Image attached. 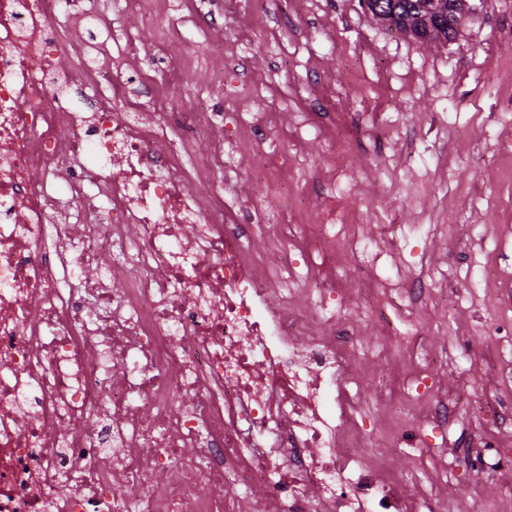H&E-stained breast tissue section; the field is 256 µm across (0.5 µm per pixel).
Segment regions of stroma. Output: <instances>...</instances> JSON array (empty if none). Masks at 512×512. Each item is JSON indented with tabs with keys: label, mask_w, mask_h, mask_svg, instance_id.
<instances>
[{
	"label": "stroma",
	"mask_w": 512,
	"mask_h": 512,
	"mask_svg": "<svg viewBox=\"0 0 512 512\" xmlns=\"http://www.w3.org/2000/svg\"><path fill=\"white\" fill-rule=\"evenodd\" d=\"M450 41L425 43L388 30L359 0H167L181 55L147 70L131 95L151 106L153 93L170 106L205 105L224 123L196 138L187 164L224 143V200L238 206L254 192L253 112H273L278 125L263 149L290 166L294 185L279 205L278 223L313 225L321 204L344 199L358 210L356 225L336 234L371 240L370 258L329 257L341 290L354 300L388 297L387 316L357 308L362 345L356 368L366 430L355 453L370 457L395 436L391 409L414 419L415 449L395 448L389 465L418 494L474 503L479 512H512L499 484L512 468L480 477L462 465L466 446L512 448V358L500 353L496 332L512 317V0H473ZM425 225V235L408 231ZM428 292L408 307L404 289ZM415 320L412 345L398 344L404 318ZM478 348L474 364L459 355L464 341ZM431 375L428 395H444L458 423L441 437L425 419L424 403L406 399L412 371Z\"/></svg>",
	"instance_id": "obj_1"
}]
</instances>
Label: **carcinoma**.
Wrapping results in <instances>:
<instances>
[{
	"label": "carcinoma",
	"mask_w": 512,
	"mask_h": 512,
	"mask_svg": "<svg viewBox=\"0 0 512 512\" xmlns=\"http://www.w3.org/2000/svg\"><path fill=\"white\" fill-rule=\"evenodd\" d=\"M372 18L425 42L448 40L472 9L469 0H366Z\"/></svg>",
	"instance_id": "1"
}]
</instances>
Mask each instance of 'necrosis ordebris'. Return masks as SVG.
<instances>
[{
	"mask_svg": "<svg viewBox=\"0 0 512 512\" xmlns=\"http://www.w3.org/2000/svg\"><path fill=\"white\" fill-rule=\"evenodd\" d=\"M70 2L0 0V512H447L384 449L351 450L358 340L334 267L308 265L317 297L288 307L224 204L223 148L184 162L217 113L142 112L138 69L57 25ZM349 221L324 212L312 253L367 255L336 236Z\"/></svg>",
	"mask_w": 512,
	"mask_h": 512,
	"instance_id": "obj_1",
	"label": "necrosis or debris"
}]
</instances>
